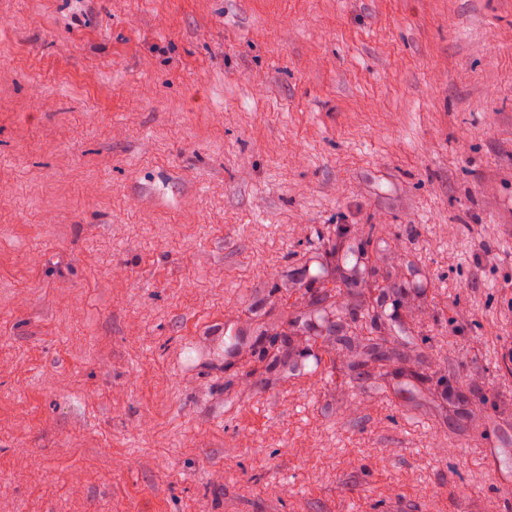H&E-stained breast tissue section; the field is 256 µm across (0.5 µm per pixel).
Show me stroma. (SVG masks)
<instances>
[{
	"instance_id": "35a3bbf8",
	"label": "stroma",
	"mask_w": 512,
	"mask_h": 512,
	"mask_svg": "<svg viewBox=\"0 0 512 512\" xmlns=\"http://www.w3.org/2000/svg\"><path fill=\"white\" fill-rule=\"evenodd\" d=\"M364 246L418 363L318 255ZM512 512V0H0V512Z\"/></svg>"
}]
</instances>
